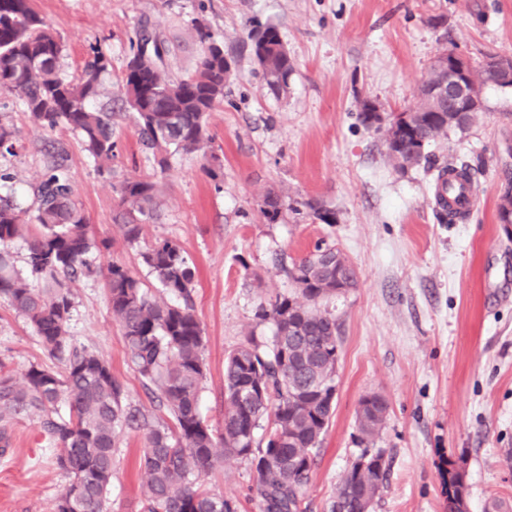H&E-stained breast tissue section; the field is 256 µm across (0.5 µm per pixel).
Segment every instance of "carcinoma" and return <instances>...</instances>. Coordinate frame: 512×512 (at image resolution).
<instances>
[{
	"label": "carcinoma",
	"mask_w": 512,
	"mask_h": 512,
	"mask_svg": "<svg viewBox=\"0 0 512 512\" xmlns=\"http://www.w3.org/2000/svg\"><path fill=\"white\" fill-rule=\"evenodd\" d=\"M195 31L199 61L192 75L178 79L164 70L162 56H153L164 43L151 36L148 23L137 28L123 77L124 104L133 114L138 137L151 149L157 172L165 173L179 152H200L205 173L214 178L221 163L209 152L207 116L224 102L233 73L224 68V44L200 24ZM251 32L254 55H263L267 91L279 97L288 90L293 59L276 27L257 22ZM62 52L61 38L31 0H0V92L17 97L34 125L71 130L97 172L109 174L116 146L114 113L96 103L106 95L112 60L95 47L82 72L69 76L60 68ZM435 83L436 76L428 73L412 107V125L379 129L387 160L399 171L426 167L432 144L472 122L466 114L455 124L448 122L447 103L432 93ZM16 143L15 130L0 123V154L15 155ZM13 182L14 176L0 169V298L26 320L60 369L31 363L19 383L0 366V442L8 446L10 422L39 415L43 432L59 451V467L70 476L55 512H108L114 450L130 430L145 431L139 459L144 512H236L232 499L207 487L224 455L250 462L251 491L260 512H306L310 476L335 413L330 391L336 389L340 342L336 316L318 303L336 295V270L357 275L342 251L318 245L295 263L288 274L301 299L278 297L261 308L260 319L272 325V336L259 342L250 335L227 356L219 429L207 423L198 406L205 365L203 330L193 300L197 268L181 245L169 239H157L140 252L159 282L157 291L144 287L126 265L108 263L107 298L129 361L154 387L171 418L169 424L155 425L127 403L107 360L78 347L69 334L70 283L92 273V250L106 252L112 243L92 234L74 197L65 148L48 155L31 206H23ZM302 207L323 224L336 223V212L320 202L294 200L271 189L264 194L261 212L275 223L284 211L298 214ZM156 208V182L126 179L116 188L114 220L129 245L140 243L144 218L153 217ZM18 238L27 239L30 276L46 287H32L14 270L8 246ZM387 415L383 407L358 422L362 435L370 440L378 436ZM264 418L268 427L258 445L255 434ZM386 476L379 453L363 471L348 467L330 512H365Z\"/></svg>",
	"instance_id": "carcinoma-1"
}]
</instances>
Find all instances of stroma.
Here are the masks:
<instances>
[{
  "label": "stroma",
  "mask_w": 512,
  "mask_h": 512,
  "mask_svg": "<svg viewBox=\"0 0 512 512\" xmlns=\"http://www.w3.org/2000/svg\"><path fill=\"white\" fill-rule=\"evenodd\" d=\"M64 44L60 66L80 73L91 47L112 58L117 146L111 174L99 175L77 137L35 126L18 100L0 93V123L12 126L20 147L0 157L24 203L46 155L62 146L75 196L106 253H92L94 274L72 287L69 333L98 352L124 385L128 403L152 421L168 414L149 398L128 360L110 312L103 271L125 263L156 287L139 246L128 245L112 220L115 188L128 178H151L158 207L145 223V242L177 241L198 271L193 293L203 328L205 379L200 407L212 426L224 411V362L255 335L260 303L298 290L293 263L316 244L340 248L358 271V286L328 300L341 324L336 410L311 474L308 512H327L336 486L362 451L381 453L384 488L370 512H448L443 474L449 461L467 463L469 512H512V224L498 220L497 202L512 158V89L484 88L483 110L465 132L449 134L431 151L440 164L473 165L478 205L467 219L446 224L434 202L436 174L395 171L380 134L358 118V102L384 113L404 111L437 53H462L472 67L487 54H512V0H32ZM224 42L235 75L224 104L211 112V147L223 163L217 178L202 169L201 153L176 154L155 173L121 101L130 39L151 24L169 51L166 71L187 77L200 45L193 21ZM277 27L295 64L288 92L271 95L247 37L252 21ZM314 199L335 211L324 224L284 212L264 219L267 189ZM50 365L27 322L0 298V364L21 378L30 363ZM384 395L388 419L371 443L360 440L356 414L368 394ZM0 451V512H51L69 478L37 415L14 421ZM145 434L132 431L114 453L109 512H142L138 461ZM250 464L228 458L209 478L213 493L233 498L238 512H259L250 491Z\"/></svg>",
  "instance_id": "stroma-1"
}]
</instances>
